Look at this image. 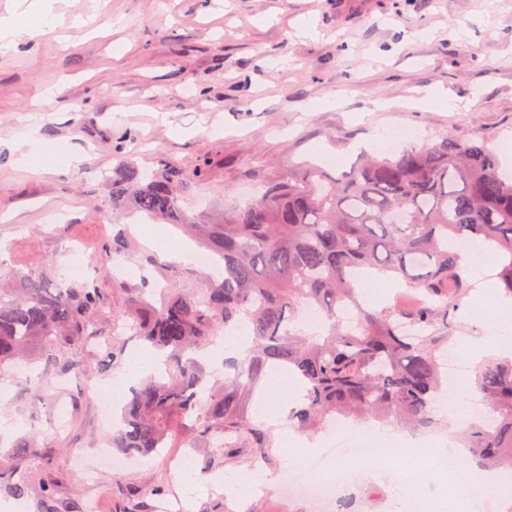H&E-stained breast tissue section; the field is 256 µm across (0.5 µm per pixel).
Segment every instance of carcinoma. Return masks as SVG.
Instances as JSON below:
<instances>
[{
  "mask_svg": "<svg viewBox=\"0 0 512 512\" xmlns=\"http://www.w3.org/2000/svg\"><path fill=\"white\" fill-rule=\"evenodd\" d=\"M205 171L204 164L189 174L165 163L110 182L113 210L129 206L196 232L224 266V277L203 298L184 288L167 289L158 308L133 298L130 328L164 362L131 390L112 447L135 456L158 453L193 415L207 432L243 428L238 378L225 379L203 403L204 369L189 356L242 326L253 336V357L240 373L253 381L270 364L298 381L303 396L290 419L301 431L335 417L407 429L435 423L440 357L472 288L468 258L449 243L465 239L491 252L497 293L512 300V177L500 171L489 141L445 134L397 154L363 153L338 177L305 160L211 224L180 205L190 179ZM362 275L393 279L421 299L407 308L368 306ZM100 306L95 282L56 288L44 273L0 288V374L34 343L51 352L90 335ZM305 306L321 314L311 331L299 320ZM348 306L356 308L351 322L341 317ZM405 323L421 335H404ZM469 385L492 425L470 419L460 429L466 465L511 471L512 357H487Z\"/></svg>",
  "mask_w": 512,
  "mask_h": 512,
  "instance_id": "cac0c4a2",
  "label": "carcinoma"
}]
</instances>
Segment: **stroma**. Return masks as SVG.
<instances>
[{
  "instance_id": "35a3bbf8",
  "label": "stroma",
  "mask_w": 512,
  "mask_h": 512,
  "mask_svg": "<svg viewBox=\"0 0 512 512\" xmlns=\"http://www.w3.org/2000/svg\"><path fill=\"white\" fill-rule=\"evenodd\" d=\"M53 13L54 26L34 27L18 53L0 55V277L51 266L65 286L96 279L104 304L98 344L68 346L52 364L33 346L40 381L0 379V416L19 424L0 448L30 433L41 448L0 459V502L19 497L11 484L21 480L27 512H42L48 494L62 512H87L92 499L96 512H155V488L181 489L177 467L152 456L87 480L73 461L109 444L112 424L93 387L123 369L99 372L102 348H141L126 327L131 292L153 304L157 289L193 291L208 277L179 259L151 265L155 252L132 219L112 211L108 177L129 157L188 171L207 161L184 198L205 220L234 205L242 187L287 177L292 163L314 158L331 172L336 158L353 164L367 136L391 129L484 136L512 171V0H54ZM78 16L87 26H73ZM432 88L453 109L406 108ZM30 115L47 140L81 156L79 167L15 163L10 143ZM118 223L126 249L112 261L104 249ZM80 249L90 259L77 277ZM71 364L86 379L69 375ZM272 375L263 369L244 386L240 406L267 447L245 430L203 432L192 417L169 437L170 452L195 451L200 488L186 512H282L272 497L245 504L214 484L256 470L280 479L301 466L285 449L297 431L271 404ZM60 411L68 429L55 426Z\"/></svg>"
}]
</instances>
